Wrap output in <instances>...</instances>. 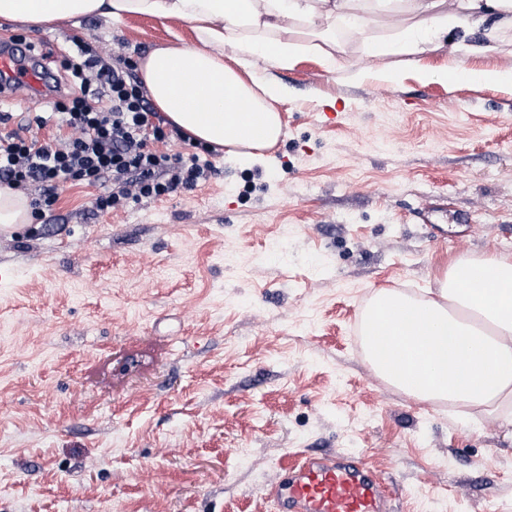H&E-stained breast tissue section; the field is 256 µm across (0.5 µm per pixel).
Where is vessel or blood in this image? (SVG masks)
Returning a JSON list of instances; mask_svg holds the SVG:
<instances>
[{"label":"vessel or blood","instance_id":"1","mask_svg":"<svg viewBox=\"0 0 512 512\" xmlns=\"http://www.w3.org/2000/svg\"><path fill=\"white\" fill-rule=\"evenodd\" d=\"M0 76L22 84L28 95L45 90L41 70L18 48L0 50ZM275 512H394V493L367 462L346 455L304 456L266 491Z\"/></svg>","mask_w":512,"mask_h":512}]
</instances>
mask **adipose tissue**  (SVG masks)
I'll use <instances>...</instances> for the list:
<instances>
[{
    "mask_svg": "<svg viewBox=\"0 0 512 512\" xmlns=\"http://www.w3.org/2000/svg\"><path fill=\"white\" fill-rule=\"evenodd\" d=\"M130 16L190 24L182 40L140 59L154 106L191 140L231 158L274 146L278 103L287 89L256 75V61L280 71L303 58L352 80L364 73L344 58L355 45L394 57L420 80L465 68L480 83L512 86V69L486 65L495 33L512 29V0H0V19L32 25ZM448 38V68L420 58ZM432 297L380 289L365 315V349L375 372L421 402L479 410L512 439V258L456 262L435 280Z\"/></svg>",
    "mask_w": 512,
    "mask_h": 512,
    "instance_id": "ef3b65f1",
    "label": "adipose tissue"
}]
</instances>
